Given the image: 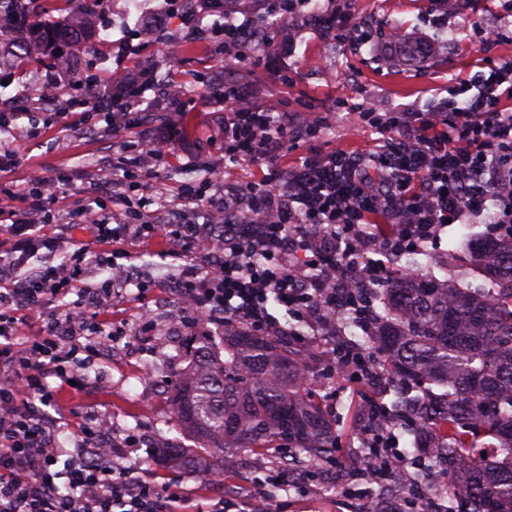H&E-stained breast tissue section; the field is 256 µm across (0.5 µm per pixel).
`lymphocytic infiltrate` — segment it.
Listing matches in <instances>:
<instances>
[{"label": "lymphocytic infiltrate", "instance_id": "1", "mask_svg": "<svg viewBox=\"0 0 512 512\" xmlns=\"http://www.w3.org/2000/svg\"><path fill=\"white\" fill-rule=\"evenodd\" d=\"M311 2L290 0L281 20L291 34L351 36L350 15L325 11L314 19ZM224 41L239 48V73L254 47L283 53L291 45L289 37L272 41L248 13L239 21L225 16ZM239 73L211 101L224 110L225 165H255L258 181L228 185L209 170L199 185L183 188L188 211L160 228L142 223L137 211L119 222L90 205L71 213V226L91 231L99 244L169 238L171 257L182 262L169 290L195 313L192 329L239 322L261 336L287 335L268 310L274 301L329 336L348 311L369 330L375 311L367 289L386 280L388 260L436 240L446 221L465 223L490 206L497 223L512 224V62L456 81L449 96L425 109L359 107L378 134L374 147L326 154L313 146L325 113L296 112L284 100L261 103ZM152 83L153 71L144 67L133 82L68 109L111 111L119 138L136 131L139 171L145 159L171 152L194 107L172 98L159 130L145 116H131L137 86ZM52 184L35 180L16 219L0 226V512H193L181 486L143 468L138 437L124 439L128 457H103L88 416L71 429L70 447L59 440L60 422L48 409L108 338L113 291L82 287L71 307L53 310L90 252L83 245L54 262L59 240L46 231ZM372 249L382 261L369 258ZM33 316L41 320L38 335H23ZM51 376L57 386L48 385Z\"/></svg>", "mask_w": 512, "mask_h": 512}]
</instances>
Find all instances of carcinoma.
<instances>
[{"mask_svg":"<svg viewBox=\"0 0 512 512\" xmlns=\"http://www.w3.org/2000/svg\"><path fill=\"white\" fill-rule=\"evenodd\" d=\"M88 21L36 28L45 46L80 44ZM457 280L437 278L413 253L372 292L380 303L370 333L339 319V343L374 352L383 380L377 403L404 422L419 453L446 467L434 486L440 512H512V231L474 232L456 248ZM195 368L174 386L181 430L196 440L157 449L171 464L218 471L244 452L288 448L281 465L323 459L339 433L310 389L304 353L289 336H258L243 325L224 335L190 337Z\"/></svg>","mask_w":512,"mask_h":512,"instance_id":"obj_1","label":"carcinoma"}]
</instances>
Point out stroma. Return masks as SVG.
I'll return each instance as SVG.
<instances>
[{"label":"stroma","instance_id":"obj_1","mask_svg":"<svg viewBox=\"0 0 512 512\" xmlns=\"http://www.w3.org/2000/svg\"><path fill=\"white\" fill-rule=\"evenodd\" d=\"M128 2L95 0L88 10L95 25L93 46L81 49L76 66L66 73L46 69L42 51L26 35L0 37V103L15 102L20 111L9 128L18 165L0 175V184L23 194L34 175L72 171V178L60 184L52 206L54 223L48 228L50 234L63 237L65 254L74 245L91 241L88 233L65 228L76 206L97 201L112 211L123 198L141 210L145 221H160L167 213L182 210L181 186L200 183L207 165L224 154V114L204 92L205 83L233 73L232 60L224 56L223 13L207 9L206 0H137L134 9ZM335 4L364 27L363 37L350 44L306 34L290 52L257 61L253 73L267 98L285 99L297 112L310 108L330 112V123L316 142L325 152L371 144L375 134L355 113L356 104L379 112L427 108L447 96L455 79L476 71L483 57L479 29H512V15L487 7L485 0H446L444 29L430 23L428 0H335ZM396 27L403 38L427 44L429 54L414 57L390 48L389 35ZM144 66L165 74L166 84L180 90L182 98L194 99L196 109L172 156L152 162V179L135 191L122 173L131 153L113 139L103 116H90L75 126L61 113L70 99L94 97L97 83L122 84ZM124 249L128 264L150 269L162 285L176 272L177 261L166 256L168 244L147 240L125 244ZM173 301L163 288L145 299L133 285L115 295V327L136 338L146 310L154 320L151 336L136 338L135 356L97 362L94 370L101 383L64 393L52 414L67 419L76 411L112 418L115 439L134 434L142 437L146 448L172 439L193 447V440L177 425L171 403V382L188 364L186 354H173L163 341L166 306ZM330 343L329 337L319 339L318 357L310 363L311 389L344 435L335 457L343 462L338 471L346 475V482L330 483L337 470L304 461L288 490L266 494L254 487V471L260 468L279 476L278 460L252 455L224 468L225 500H249L255 512H360L366 502L374 512H393L402 503V496L384 492L382 482L366 481L351 471L360 450L349 447L346 437H362L366 425L365 417L354 415L353 409L375 397L377 389L351 381L344 372L330 371Z\"/></svg>","mask_w":512,"mask_h":512}]
</instances>
